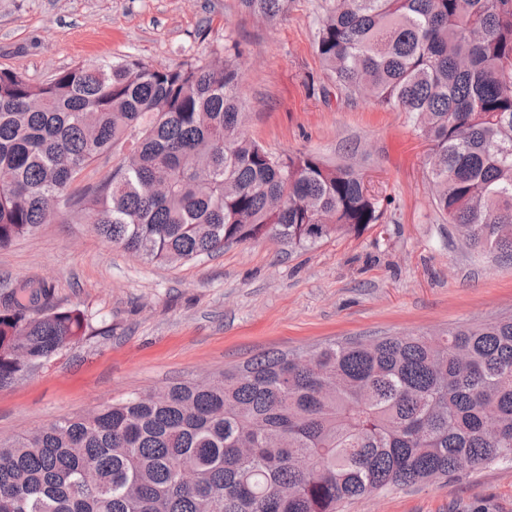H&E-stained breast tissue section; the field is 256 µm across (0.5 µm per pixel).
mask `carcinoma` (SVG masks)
Returning <instances> with one entry per match:
<instances>
[{
  "instance_id": "obj_1",
  "label": "carcinoma",
  "mask_w": 512,
  "mask_h": 512,
  "mask_svg": "<svg viewBox=\"0 0 512 512\" xmlns=\"http://www.w3.org/2000/svg\"><path fill=\"white\" fill-rule=\"evenodd\" d=\"M269 23L287 0H240ZM336 89L408 114L432 201L466 243L512 257V0H327L315 40ZM228 60L75 65L44 84L0 70V249L57 198L156 263L276 236L311 246L376 224L349 165L244 136ZM112 174L73 196L106 153ZM0 306V388L86 335L44 284ZM274 351L0 438V512H338L389 487L512 461V317L436 336ZM194 471L185 485L180 470Z\"/></svg>"
}]
</instances>
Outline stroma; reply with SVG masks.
I'll use <instances>...</instances> for the list:
<instances>
[{
    "label": "stroma",
    "mask_w": 512,
    "mask_h": 512,
    "mask_svg": "<svg viewBox=\"0 0 512 512\" xmlns=\"http://www.w3.org/2000/svg\"><path fill=\"white\" fill-rule=\"evenodd\" d=\"M325 0H288L275 24L239 0H0V69L48 81L77 64L174 67L219 56L241 73L245 134L363 173L378 223L309 247L259 239L150 263L91 225L45 224L0 249V299L46 284L87 312L85 336L0 388V436L85 414L131 392L211 376L266 351L336 339L434 335L512 314V259L469 248L432 202L427 146L406 113L341 95L315 49ZM512 512V462L387 488L339 512Z\"/></svg>",
    "instance_id": "35a3bbf8"
}]
</instances>
